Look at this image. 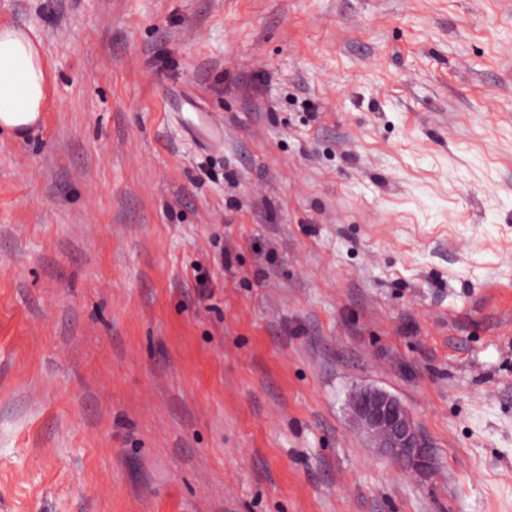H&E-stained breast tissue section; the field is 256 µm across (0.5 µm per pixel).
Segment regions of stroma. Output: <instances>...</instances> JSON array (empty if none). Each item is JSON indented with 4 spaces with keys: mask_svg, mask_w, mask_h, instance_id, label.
<instances>
[{
    "mask_svg": "<svg viewBox=\"0 0 512 512\" xmlns=\"http://www.w3.org/2000/svg\"><path fill=\"white\" fill-rule=\"evenodd\" d=\"M2 25L48 89L0 134V512H512V0ZM364 385L430 477L354 424ZM185 129L191 137L196 138L203 135L211 148L221 149L224 147V129L219 123L188 120ZM350 407L358 424L374 439L380 453L405 471L427 476L435 465L413 419L395 396L377 388L355 390Z\"/></svg>",
    "mask_w": 512,
    "mask_h": 512,
    "instance_id": "1",
    "label": "stroma"
}]
</instances>
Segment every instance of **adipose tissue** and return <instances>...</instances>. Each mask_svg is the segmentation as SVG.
Listing matches in <instances>:
<instances>
[{
	"mask_svg": "<svg viewBox=\"0 0 512 512\" xmlns=\"http://www.w3.org/2000/svg\"><path fill=\"white\" fill-rule=\"evenodd\" d=\"M46 96L40 44L27 31L0 27V134L25 135L37 125Z\"/></svg>",
	"mask_w": 512,
	"mask_h": 512,
	"instance_id": "adipose-tissue-1",
	"label": "adipose tissue"
}]
</instances>
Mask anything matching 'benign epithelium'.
I'll list each match as a JSON object with an SVG mask.
<instances>
[{
  "instance_id": "obj_1",
  "label": "benign epithelium",
  "mask_w": 512,
  "mask_h": 512,
  "mask_svg": "<svg viewBox=\"0 0 512 512\" xmlns=\"http://www.w3.org/2000/svg\"><path fill=\"white\" fill-rule=\"evenodd\" d=\"M350 407L382 455L408 472L420 476L431 473L435 465L433 451L397 397L381 389L364 387L351 394Z\"/></svg>"
}]
</instances>
